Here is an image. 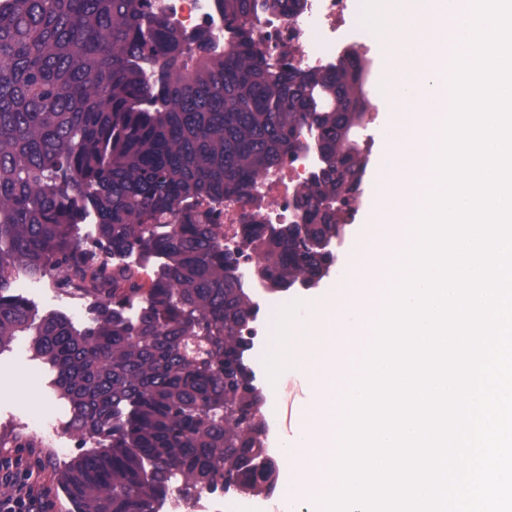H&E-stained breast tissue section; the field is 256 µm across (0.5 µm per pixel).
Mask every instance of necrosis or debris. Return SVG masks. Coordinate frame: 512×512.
<instances>
[{"mask_svg":"<svg viewBox=\"0 0 512 512\" xmlns=\"http://www.w3.org/2000/svg\"><path fill=\"white\" fill-rule=\"evenodd\" d=\"M151 4L158 17L186 35L206 30L220 46L238 40L237 25L215 11L212 0H151ZM348 12V0H299L296 7L284 11L268 10L265 0H254L247 30L255 50L266 61H284L300 72L326 73L336 61L361 58L358 48L340 37ZM308 139V131L300 130L297 149L273 165L250 196L207 198L196 208L208 223L218 225L220 242L250 295V315L239 328L240 335L250 341L266 323L260 297L272 288L260 277L259 251L246 227L299 223V193L312 186L317 172Z\"/></svg>","mask_w":512,"mask_h":512,"instance_id":"obj_1","label":"necrosis or debris"}]
</instances>
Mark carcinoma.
Instances as JSON below:
<instances>
[{"instance_id": "obj_1", "label": "carcinoma", "mask_w": 512, "mask_h": 512, "mask_svg": "<svg viewBox=\"0 0 512 512\" xmlns=\"http://www.w3.org/2000/svg\"><path fill=\"white\" fill-rule=\"evenodd\" d=\"M252 0H215L246 25ZM150 0H0V351L18 336L56 371L69 429L102 450L54 480L68 512H158L181 481L198 495L222 484H274L257 418L261 399L238 332L244 300L215 224L190 202L247 196L296 133H318L334 181L302 196L301 223L260 238L262 274L277 286L313 284L333 261L338 224L316 223L347 176L361 180L348 115L331 109L352 71L303 73L267 64L242 38L219 50L155 18ZM89 212V249L70 235ZM108 255L158 257L141 291ZM54 270L95 313L77 329L64 316L32 320L8 294L16 272Z\"/></svg>"}]
</instances>
